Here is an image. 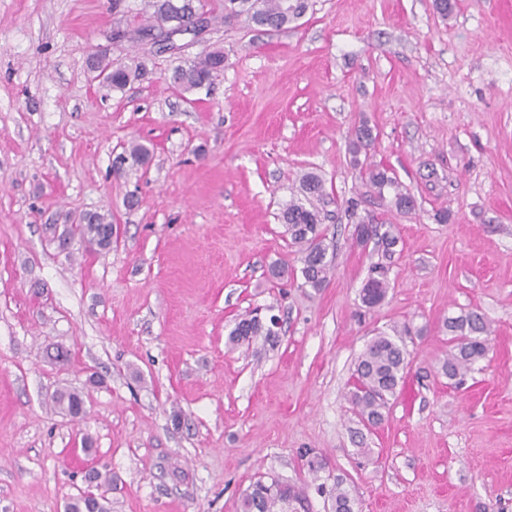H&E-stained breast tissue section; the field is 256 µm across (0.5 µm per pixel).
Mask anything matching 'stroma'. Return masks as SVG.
Listing matches in <instances>:
<instances>
[{
  "mask_svg": "<svg viewBox=\"0 0 512 512\" xmlns=\"http://www.w3.org/2000/svg\"><path fill=\"white\" fill-rule=\"evenodd\" d=\"M453 2L444 17L435 0H309L270 30L205 0L203 40L155 54L113 38L150 0H0V512H66L93 469L109 512H240L274 478L310 512H331L320 488L338 480L361 512H512V0ZM214 48L209 87L170 84ZM94 53L149 74L106 92L86 77ZM363 126L367 164L397 189L354 165ZM133 141L148 163L116 169ZM308 171L335 255L319 290L277 219ZM89 213L111 247L63 240ZM370 218L399 243L367 308L381 248L354 229ZM255 309L279 318L277 343L228 345ZM468 311L490 350L457 388L438 372L443 322ZM403 323L423 330L410 373L361 433L356 359ZM62 388L79 417L55 407Z\"/></svg>",
  "mask_w": 512,
  "mask_h": 512,
  "instance_id": "35a3bbf8",
  "label": "stroma"
}]
</instances>
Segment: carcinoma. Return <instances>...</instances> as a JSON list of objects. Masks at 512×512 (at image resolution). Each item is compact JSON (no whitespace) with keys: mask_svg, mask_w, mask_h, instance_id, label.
Listing matches in <instances>:
<instances>
[{"mask_svg":"<svg viewBox=\"0 0 512 512\" xmlns=\"http://www.w3.org/2000/svg\"><path fill=\"white\" fill-rule=\"evenodd\" d=\"M152 7V20L148 25L123 35L117 33L115 38L125 36L131 40L146 41L159 51L166 50L172 33L187 31L195 26L198 16L208 15L202 0H152ZM307 8L308 0H224L225 17L243 16L251 24L276 30L301 18ZM88 65L107 74L108 80L102 87L108 91H122L148 75L145 62L138 57L114 66L106 56L93 54L88 58ZM222 71L224 52L216 49L176 68L171 84L184 92H192L210 85ZM148 157L149 150L133 142L119 158V165L129 162L133 167L143 166ZM368 180L380 194L385 188L395 186L387 171L378 167L368 170ZM299 190L303 199L292 198L283 205L280 220L290 243L299 248L303 285L319 290L328 283L334 262V256L329 254L326 244L322 209L319 208L325 196L324 183L318 175L304 173L299 178ZM111 230L112 225L105 222L104 216L93 214L85 218V223L75 225L72 233L107 248L111 245ZM355 235L361 244L366 242V237L376 236L383 246V261L371 267L361 289L363 305L373 307L385 299L390 287L388 262L394 257L398 237L390 229L380 234L377 228H369L362 221L356 224ZM444 327L452 333L453 347L441 362L440 371L448 380L460 385L472 365L484 359L488 353L490 324L484 315L468 312L446 318ZM260 334L267 340L274 337L272 328L255 316H247L236 324L229 341L237 345ZM409 337L411 328L408 325L395 326L390 333L381 332L372 337L357 359L355 381L348 400L360 422L367 428L376 427L384 421L390 401L404 383L410 364L407 349ZM53 399L58 408L69 416L83 411L84 401L75 392L59 390ZM329 495L333 512H355L356 500L343 487L342 481H336ZM240 508L241 512H309L304 488L276 479L269 483L259 479L250 485L241 498ZM66 512H104V506L99 499L83 492L72 499Z\"/></svg>","mask_w":512,"mask_h":512,"instance_id":"cac0c4a2","label":"carcinoma"}]
</instances>
